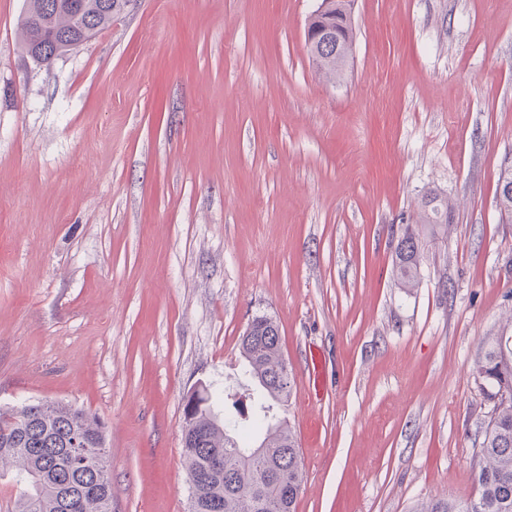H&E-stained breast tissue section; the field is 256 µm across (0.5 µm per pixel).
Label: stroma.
<instances>
[{"mask_svg": "<svg viewBox=\"0 0 512 512\" xmlns=\"http://www.w3.org/2000/svg\"><path fill=\"white\" fill-rule=\"evenodd\" d=\"M316 5L137 0L47 68L0 0V407L105 423L112 512H189L184 398L240 382L262 313L294 376L296 512L474 492L478 364L512 325V0H354L334 80ZM432 193L447 223H422ZM338 55L339 53L336 54V46L331 49L319 48L314 54L313 63L326 77L336 79L341 76L347 62V58H340ZM498 205L500 206V213L502 216L503 211L506 212V218L510 219L512 223V167L504 168L499 178L498 184ZM420 251L416 237L405 234L395 249V266L399 279L403 283H410L417 274L420 266Z\"/></svg>", "mask_w": 512, "mask_h": 512, "instance_id": "stroma-1", "label": "stroma"}]
</instances>
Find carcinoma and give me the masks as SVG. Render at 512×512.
Segmentation results:
<instances>
[{
  "mask_svg": "<svg viewBox=\"0 0 512 512\" xmlns=\"http://www.w3.org/2000/svg\"><path fill=\"white\" fill-rule=\"evenodd\" d=\"M126 0H84V25L98 34L125 12ZM351 3L330 0L328 11L317 22L336 27L341 41L354 39L346 27L345 10ZM82 28L68 9L67 0H25L19 36L28 56L45 54L51 65L81 34ZM347 59L336 48H320L313 63L325 76H341ZM498 205L512 220V168H504L498 184ZM425 224L448 221L450 206L430 194L423 201ZM399 279L413 281L420 266L416 237L404 235L395 249ZM241 357L247 375L259 397L260 411L243 417V400L253 394L247 385L226 393L242 419H226L224 426L211 423L210 408L195 413L189 429L182 431L181 454L186 463L196 512H295L301 485L297 440L286 420L270 415L274 407L287 402L294 378L279 375L284 361L278 325L268 315L252 320L251 333L241 336ZM481 385L495 401L481 443V465L475 474V493L464 500L433 499L417 512H512V329L505 328L488 342L480 360ZM107 436L102 423L71 404L42 405L36 413L26 407L0 408V467L15 469L16 481L31 490L16 498L8 512H66L61 489L77 484L84 489L75 512H112V485L104 450ZM88 443L102 450L90 458L82 456L79 445ZM222 470L201 478L215 460Z\"/></svg>",
  "mask_w": 512,
  "mask_h": 512,
  "instance_id": "1",
  "label": "carcinoma"
}]
</instances>
